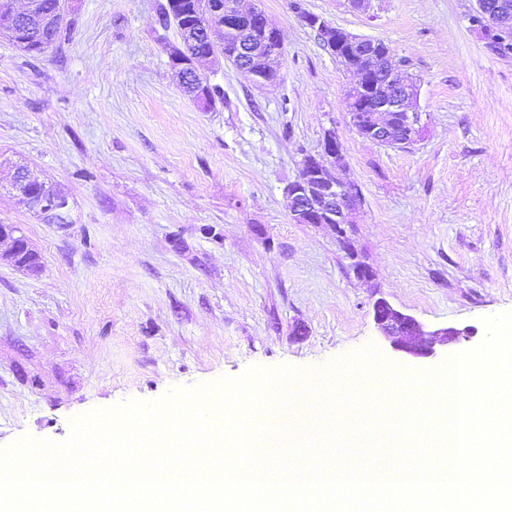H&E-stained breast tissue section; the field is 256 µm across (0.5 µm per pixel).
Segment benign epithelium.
<instances>
[{"label":"benign epithelium","instance_id":"benign-epithelium-1","mask_svg":"<svg viewBox=\"0 0 512 512\" xmlns=\"http://www.w3.org/2000/svg\"><path fill=\"white\" fill-rule=\"evenodd\" d=\"M471 2L473 17L501 31L512 28V3L508 0H499L493 6L487 0ZM197 14L210 37L217 31L224 32L226 37L241 35L237 39V51L231 55L237 68L265 75V84L279 80L281 58L266 54L262 44L270 39L280 41L282 34L269 23L259 0H235L224 6L215 5L214 0H199ZM379 68L389 72L395 93L376 99L370 112L348 113L349 124L359 135L377 143L400 149L412 146L423 131L417 107L419 87L397 79L396 71L390 69L385 57ZM343 164L342 143L336 131L328 129L324 132L321 152L303 158L297 178L286 188L294 223L323 225L338 237H346V227L354 223L362 196L357 184L332 173V168ZM22 200V206L30 214L47 224L60 227L71 224L69 201L55 191L46 196L25 195ZM33 252L35 249L20 226L9 224L0 228L1 260L32 275L36 270L24 262L23 256ZM373 320L396 351L415 358L432 357L437 353L436 346H447L472 334L468 328L455 326L428 328L383 298L373 304Z\"/></svg>","mask_w":512,"mask_h":512}]
</instances>
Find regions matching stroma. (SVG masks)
I'll use <instances>...</instances> for the list:
<instances>
[{"instance_id": "1", "label": "stroma", "mask_w": 512, "mask_h": 512, "mask_svg": "<svg viewBox=\"0 0 512 512\" xmlns=\"http://www.w3.org/2000/svg\"><path fill=\"white\" fill-rule=\"evenodd\" d=\"M387 44L420 82L425 126L400 150L359 136L355 77L293 4ZM161 0H67L72 25L44 54L0 38V182L8 161L68 197L59 228L0 194L38 275L0 262V448L62 443L97 408L196 393L249 367L304 371L374 344L423 372L478 346L512 311V57L490 51L468 0H260L282 33V74L257 84L207 70L224 100L182 92ZM334 129L363 203L349 243L293 223L284 189ZM368 263L358 280L353 259ZM386 298L427 326L473 329L427 359L374 324Z\"/></svg>"}]
</instances>
